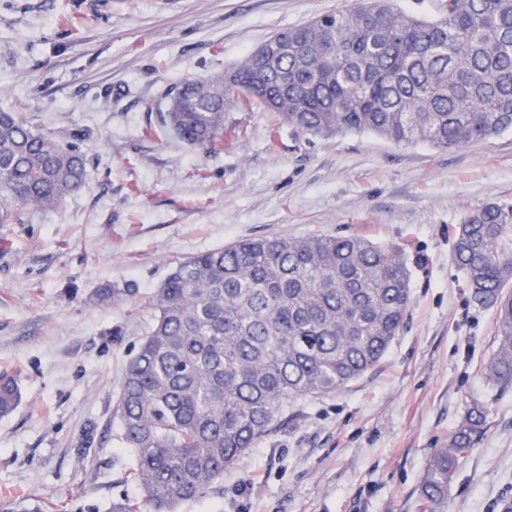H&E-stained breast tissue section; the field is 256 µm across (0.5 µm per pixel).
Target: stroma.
<instances>
[{"label":"stroma","mask_w":512,"mask_h":512,"mask_svg":"<svg viewBox=\"0 0 512 512\" xmlns=\"http://www.w3.org/2000/svg\"><path fill=\"white\" fill-rule=\"evenodd\" d=\"M348 0H0V110L87 155L84 186L0 225V502L107 512L138 498L113 409L184 259L243 238L359 235L398 248L412 304L383 359L336 392L288 403L203 497L179 512H418V486L473 401L487 409L449 512L512 499V387L482 377L496 341L451 262L472 210L512 201V131L456 150L379 136H304L262 106L224 114V148L161 123L174 83L235 67L276 31ZM119 293L111 305L95 291ZM21 399L18 382L14 376L0 374V416L8 415Z\"/></svg>","instance_id":"obj_1"}]
</instances>
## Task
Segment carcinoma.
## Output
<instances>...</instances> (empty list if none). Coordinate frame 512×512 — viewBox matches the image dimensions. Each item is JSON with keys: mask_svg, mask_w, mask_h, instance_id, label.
Returning a JSON list of instances; mask_svg holds the SVG:
<instances>
[{"mask_svg": "<svg viewBox=\"0 0 512 512\" xmlns=\"http://www.w3.org/2000/svg\"><path fill=\"white\" fill-rule=\"evenodd\" d=\"M278 51L181 81L162 125L191 148L224 145V112L258 102L303 135L373 133L453 149L512 130V0H440L428 20L396 0L345 8L278 31ZM87 158L22 112L0 111V224L25 223L85 183ZM452 263L473 303L493 310L484 380L512 386V202L471 211ZM410 271L360 236L247 238L180 262L156 289V318L130 359L114 415L141 497L108 512H178L202 496L296 397L335 392L372 369L403 328ZM0 374V416L17 407ZM486 422L474 404L419 487L420 512H448V489Z\"/></svg>", "mask_w": 512, "mask_h": 512, "instance_id": "carcinoma-1", "label": "carcinoma"}]
</instances>
